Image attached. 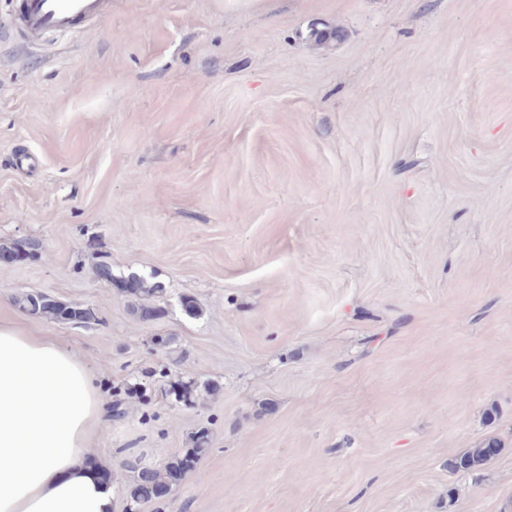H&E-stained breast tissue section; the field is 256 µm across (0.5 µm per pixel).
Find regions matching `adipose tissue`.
Segmentation results:
<instances>
[{"label":"adipose tissue","instance_id":"obj_1","mask_svg":"<svg viewBox=\"0 0 512 512\" xmlns=\"http://www.w3.org/2000/svg\"><path fill=\"white\" fill-rule=\"evenodd\" d=\"M104 398L79 355L0 323V512H112L90 446Z\"/></svg>","mask_w":512,"mask_h":512}]
</instances>
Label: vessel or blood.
Returning a JSON list of instances; mask_svg holds the SVG:
<instances>
[{
	"instance_id": "vessel-or-blood-1",
	"label": "vessel or blood",
	"mask_w": 512,
	"mask_h": 512,
	"mask_svg": "<svg viewBox=\"0 0 512 512\" xmlns=\"http://www.w3.org/2000/svg\"><path fill=\"white\" fill-rule=\"evenodd\" d=\"M110 0H15L11 20L28 37L67 30L106 15Z\"/></svg>"
}]
</instances>
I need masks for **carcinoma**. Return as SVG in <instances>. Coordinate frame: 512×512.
<instances>
[{
    "instance_id": "cac0c4a2",
    "label": "carcinoma",
    "mask_w": 512,
    "mask_h": 512,
    "mask_svg": "<svg viewBox=\"0 0 512 512\" xmlns=\"http://www.w3.org/2000/svg\"><path fill=\"white\" fill-rule=\"evenodd\" d=\"M123 291L132 298H139L158 292L156 288L146 286V281L136 275L122 280ZM16 304L20 309L31 315L53 320L61 323L88 324L95 319L93 309L79 304L65 303L42 293H26L16 297ZM218 387L208 381L198 383L195 381L177 380L169 389V395L178 402L192 404L201 395L212 396ZM498 447L495 439L489 438L473 448H468L458 455L448 459V470L453 473H474L483 470L495 458L489 449ZM209 452L208 432L200 429L191 438V446L181 448L171 454L157 468H144L130 465L134 473L130 487L131 502L145 508L160 500L158 491L171 489L180 484L184 478L195 470L200 459Z\"/></svg>"
}]
</instances>
